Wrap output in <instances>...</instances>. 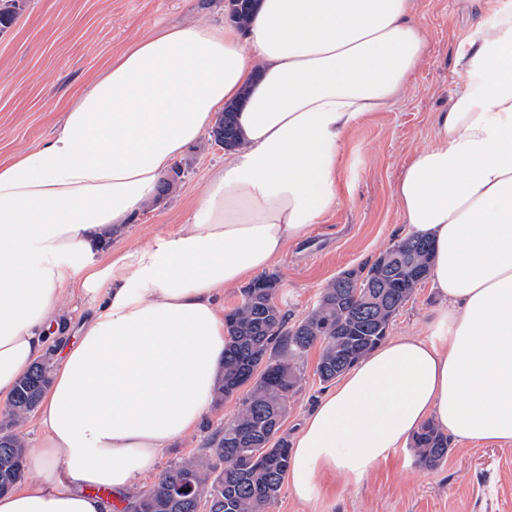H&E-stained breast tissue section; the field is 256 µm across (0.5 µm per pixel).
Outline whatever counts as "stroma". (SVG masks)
Listing matches in <instances>:
<instances>
[{
  "instance_id": "1",
  "label": "stroma",
  "mask_w": 512,
  "mask_h": 512,
  "mask_svg": "<svg viewBox=\"0 0 512 512\" xmlns=\"http://www.w3.org/2000/svg\"><path fill=\"white\" fill-rule=\"evenodd\" d=\"M490 0H418L428 51L411 83L388 109L364 116L350 132L336 171V208L291 246L275 271L276 301L289 322L302 320L327 283L344 270L372 264L405 238L395 185L409 155L432 142L433 116L447 109L459 76L453 59ZM225 0H27L22 14L0 33V162L48 140L76 89L110 60L160 29L192 22L221 24ZM224 149L209 134L176 164L180 175L156 196L136 224L117 232L112 246L145 245L190 223ZM441 307L430 283L417 288L393 318V336L427 332ZM318 349L301 364L302 383L288 400L283 430L294 435L310 407L328 391L316 375ZM241 402L213 408L202 428L170 445L157 471L198 453ZM445 463L420 465L398 448L361 481L327 474L308 501L283 488L271 512H512V444L450 441Z\"/></svg>"
}]
</instances>
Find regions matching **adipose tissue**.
<instances>
[{
  "label": "adipose tissue",
  "instance_id": "ef3b65f1",
  "mask_svg": "<svg viewBox=\"0 0 512 512\" xmlns=\"http://www.w3.org/2000/svg\"><path fill=\"white\" fill-rule=\"evenodd\" d=\"M427 41L414 0H260L247 27L159 30L79 92L51 138L0 162V403L56 361L28 454L36 481L0 512H109L212 410L224 291L274 267L333 210L348 134L385 110ZM460 83L395 197L430 239L443 302L430 331L394 336L308 411L289 485L360 481L425 422L459 442L512 443V0L459 43ZM242 144L191 223L145 247L105 248L227 104ZM90 314L56 342L64 306Z\"/></svg>",
  "mask_w": 512,
  "mask_h": 512
}]
</instances>
